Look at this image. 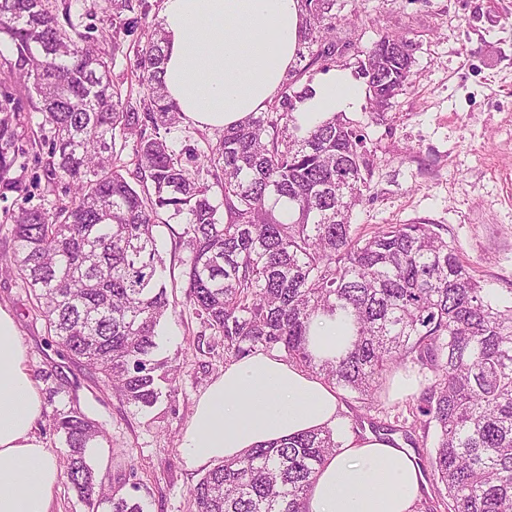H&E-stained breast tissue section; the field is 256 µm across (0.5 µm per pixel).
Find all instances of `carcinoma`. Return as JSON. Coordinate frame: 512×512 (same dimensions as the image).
I'll list each match as a JSON object with an SVG mask.
<instances>
[{
  "label": "carcinoma",
  "instance_id": "1",
  "mask_svg": "<svg viewBox=\"0 0 512 512\" xmlns=\"http://www.w3.org/2000/svg\"><path fill=\"white\" fill-rule=\"evenodd\" d=\"M304 36L274 111L226 129L214 145L176 152L168 135L181 113L160 77L167 36L151 25L138 50L139 91L121 98L92 31L71 19L69 0H0V39L14 47L0 80V196L22 187L16 155L21 110L6 82L27 94L48 131L27 144L45 161L46 191L70 200L7 211L14 249L0 275L20 280L71 362L100 375L123 400L152 408L177 368L158 358L161 321L175 304L154 228L159 211L183 225L185 300L242 358L279 349L335 388L377 402L393 369L426 371L402 430L436 441V484L427 512H512V309L501 310L461 257V248L421 221L384 224L366 237L353 209L370 190L375 160L363 129L336 112L299 125L294 110L313 94L301 76L336 59L338 0H301ZM148 0H112L99 38L118 45L127 15ZM416 45L384 34L361 61L371 107L411 84ZM132 143V179L122 150ZM223 191L217 203L209 180ZM339 316L345 350L318 360L307 336L319 316ZM49 388L47 414L67 448L61 479L91 510L144 512L145 504L99 474L89 449L101 429L77 399ZM340 443L330 429L253 448L210 468L189 490L195 512H307L324 458Z\"/></svg>",
  "mask_w": 512,
  "mask_h": 512
}]
</instances>
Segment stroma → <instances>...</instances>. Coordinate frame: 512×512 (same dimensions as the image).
Here are the masks:
<instances>
[{"label":"stroma","mask_w":512,"mask_h":512,"mask_svg":"<svg viewBox=\"0 0 512 512\" xmlns=\"http://www.w3.org/2000/svg\"><path fill=\"white\" fill-rule=\"evenodd\" d=\"M148 18L135 19L122 36L112 72L122 93L136 84L132 70L143 32L158 18L160 0H149ZM339 50L332 70L356 73L384 34L417 45L413 82L382 112L360 99L347 113L368 134L376 158L371 190L351 222L368 232L379 224L423 220L455 241L476 279L500 307H512V0H359L357 12L338 11ZM23 190L0 199V213L20 205L54 209L63 190L44 193L43 162L17 160ZM0 306L16 320L27 351V371L46 389L40 373L61 366L71 393L105 432L106 472L113 484L138 485L147 512H195L190 488L202 469H188L180 439L198 396L227 360L192 306L179 304L161 323V356L180 373L170 395L151 409L123 403L83 368L68 363L46 330L21 281L0 276ZM423 382L417 366L389 374L380 403L363 408L353 393L339 394L349 432L369 435L372 422L396 424L416 391L396 381Z\"/></svg>","instance_id":"1"}]
</instances>
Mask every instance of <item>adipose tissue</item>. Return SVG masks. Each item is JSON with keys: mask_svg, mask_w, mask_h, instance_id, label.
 I'll use <instances>...</instances> for the list:
<instances>
[{"mask_svg": "<svg viewBox=\"0 0 512 512\" xmlns=\"http://www.w3.org/2000/svg\"><path fill=\"white\" fill-rule=\"evenodd\" d=\"M162 80L186 122L225 129L278 94L303 37L300 0H162ZM361 88L334 72L298 104L302 126L350 111ZM46 410L15 320L0 307V512H51L59 468L34 429ZM343 423L336 390L278 350L227 365L201 393L180 446L192 468ZM423 473L407 449L347 436L319 467L308 512H414Z\"/></svg>", "mask_w": 512, "mask_h": 512, "instance_id": "1", "label": "adipose tissue"}]
</instances>
